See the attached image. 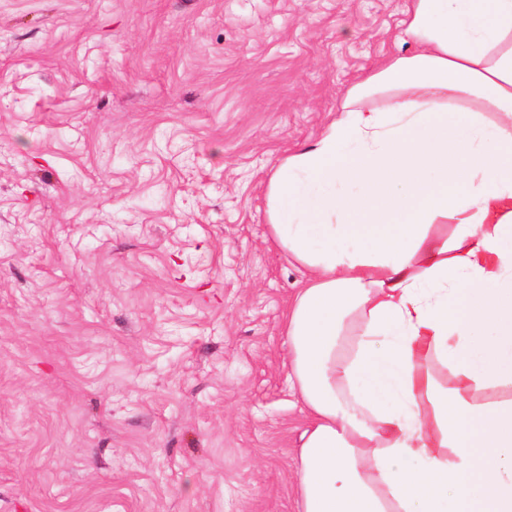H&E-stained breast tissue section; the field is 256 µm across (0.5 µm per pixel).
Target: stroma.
<instances>
[{
  "label": "stroma",
  "instance_id": "1",
  "mask_svg": "<svg viewBox=\"0 0 512 512\" xmlns=\"http://www.w3.org/2000/svg\"><path fill=\"white\" fill-rule=\"evenodd\" d=\"M411 0H0V512H297L267 216Z\"/></svg>",
  "mask_w": 512,
  "mask_h": 512
}]
</instances>
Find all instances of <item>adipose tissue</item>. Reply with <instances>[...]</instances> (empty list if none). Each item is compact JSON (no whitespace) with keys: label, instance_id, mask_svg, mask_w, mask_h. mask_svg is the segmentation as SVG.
<instances>
[{"label":"adipose tissue","instance_id":"1","mask_svg":"<svg viewBox=\"0 0 512 512\" xmlns=\"http://www.w3.org/2000/svg\"><path fill=\"white\" fill-rule=\"evenodd\" d=\"M400 38L269 180L298 512H512V0H413Z\"/></svg>","mask_w":512,"mask_h":512}]
</instances>
